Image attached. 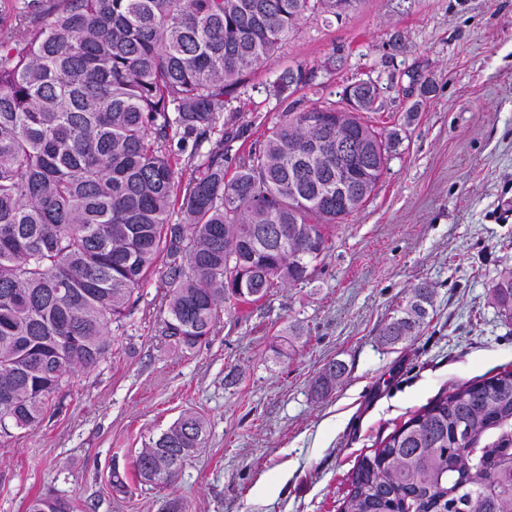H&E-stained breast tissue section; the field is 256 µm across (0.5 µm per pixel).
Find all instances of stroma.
<instances>
[{"label": "stroma", "instance_id": "stroma-1", "mask_svg": "<svg viewBox=\"0 0 512 512\" xmlns=\"http://www.w3.org/2000/svg\"><path fill=\"white\" fill-rule=\"evenodd\" d=\"M296 66L314 76L299 112L359 79L380 87L365 118L402 142L376 191L329 226L309 282L225 303L195 348L160 334L156 266L113 324L111 355L0 447V512L48 491L78 512H160L172 498L188 512H338L362 455L442 392L512 370V324L490 293L512 265V0H363L304 19L227 104L251 139L285 110L264 85ZM423 281L419 334L385 345L382 326ZM332 361L346 372L316 398ZM188 408L206 421L199 455L167 486L134 481L144 442ZM116 472L129 493L113 490Z\"/></svg>", "mask_w": 512, "mask_h": 512}]
</instances>
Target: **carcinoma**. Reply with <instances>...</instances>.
I'll return each mask as SVG.
<instances>
[{
    "label": "carcinoma",
    "mask_w": 512,
    "mask_h": 512,
    "mask_svg": "<svg viewBox=\"0 0 512 512\" xmlns=\"http://www.w3.org/2000/svg\"><path fill=\"white\" fill-rule=\"evenodd\" d=\"M362 0H17L19 36L0 34V447L36 428L80 373L112 352V323L127 315L150 270L168 268L162 334L194 348L224 302L256 303L277 284L311 280L326 229L374 193L396 131L363 118L378 87L346 107L283 113L235 156L247 129L224 107L272 61L309 14L339 17ZM285 69L279 101L309 84ZM372 139L363 183L343 205L326 186L336 154L307 145ZM209 143L207 152L201 146ZM194 163L183 179L174 151ZM179 213L177 222L171 221ZM512 319V267L491 286ZM431 305L412 289L385 327L395 344L417 333ZM342 375L331 364L324 395ZM204 420L179 417L138 453L145 482L175 480L203 448ZM488 485L498 493L487 495ZM27 512H75L37 496ZM339 512H512V371L441 393L359 460Z\"/></svg>",
    "instance_id": "obj_1"
}]
</instances>
